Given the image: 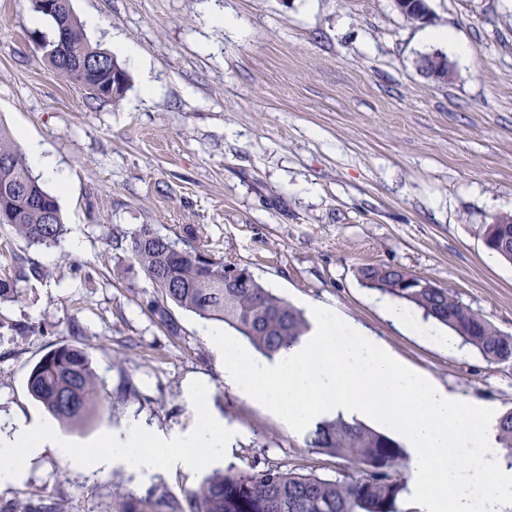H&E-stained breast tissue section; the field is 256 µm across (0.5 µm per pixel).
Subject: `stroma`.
Segmentation results:
<instances>
[{"mask_svg":"<svg viewBox=\"0 0 512 512\" xmlns=\"http://www.w3.org/2000/svg\"><path fill=\"white\" fill-rule=\"evenodd\" d=\"M428 4L421 24L393 0H71L77 19L99 17L89 41L131 76L104 102L46 64L30 0H0V122L53 160L60 179L44 186L67 228L61 246L26 250L37 272L0 305V432L37 420L74 450L46 451L0 487V506L40 496L61 512H112L113 487L181 496L257 462L353 472L225 385L209 321L177 308L182 331L167 334L147 308L152 284L112 247L116 229L151 224L178 241L194 228L297 308L327 306L465 402L512 410V362L443 345L447 328L422 333L421 312L394 319L395 300L359 280L363 267L398 266L512 335V263L483 244L487 224L512 214V0ZM436 52L454 65L448 83L419 67ZM62 344L89 354L107 390L127 381L136 395L85 426L59 424L27 377ZM204 414L234 435L206 468L141 476L84 463L107 432L136 421L187 432Z\"/></svg>","mask_w":512,"mask_h":512,"instance_id":"35a3bbf8","label":"stroma"}]
</instances>
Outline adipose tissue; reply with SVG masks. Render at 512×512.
Wrapping results in <instances>:
<instances>
[{"label": "adipose tissue", "instance_id": "adipose-tissue-1", "mask_svg": "<svg viewBox=\"0 0 512 512\" xmlns=\"http://www.w3.org/2000/svg\"><path fill=\"white\" fill-rule=\"evenodd\" d=\"M230 442L224 424L211 417H202L195 432L187 435H166L144 426L107 434L98 448L87 455L94 469L108 470L122 462L139 472L150 473L159 465L193 471L213 457L223 454ZM58 455H72L65 442L51 437L40 423L17 420L10 435H0V482L21 480L26 468L46 450Z\"/></svg>", "mask_w": 512, "mask_h": 512}]
</instances>
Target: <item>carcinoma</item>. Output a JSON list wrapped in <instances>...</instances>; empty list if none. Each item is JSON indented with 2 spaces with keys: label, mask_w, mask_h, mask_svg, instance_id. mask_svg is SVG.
<instances>
[{
  "label": "carcinoma",
  "mask_w": 512,
  "mask_h": 512,
  "mask_svg": "<svg viewBox=\"0 0 512 512\" xmlns=\"http://www.w3.org/2000/svg\"><path fill=\"white\" fill-rule=\"evenodd\" d=\"M52 18L57 47L46 59L67 82L90 90L112 82L108 99L116 101L130 87V74L112 54L93 46L73 14L70 0H57ZM486 225L488 250L512 262V215ZM0 226H7L27 248L61 245L66 234L56 196L48 192L29 167L20 145L0 123ZM183 243L143 224L130 235H112L115 248L129 240L125 252L139 266L160 298L148 303L150 312L173 336L180 325L168 305L198 317L223 323L271 359L297 343L309 331L304 312L274 294L257 278L224 286V261L214 256L209 241L186 229ZM26 255L13 254L14 273L0 276V303L19 299L17 282L36 271ZM364 287L388 294L448 327L490 362H512V335H504L481 314L459 303L448 289L417 275H401L391 266L360 270ZM27 388L45 412L67 427H79L112 410L132 389L114 394L98 381L89 355L74 344L44 354L31 368ZM499 441L512 457V411L498 424ZM307 446L346 460L356 474L324 479L278 466L255 465L239 471L230 465L206 478L196 490L179 498L156 489L144 496L113 492L115 512H401L404 490L395 474L406 459L401 444L366 425L340 418L318 423ZM11 512H58L54 503L28 499Z\"/></svg>",
  "instance_id": "1"
}]
</instances>
